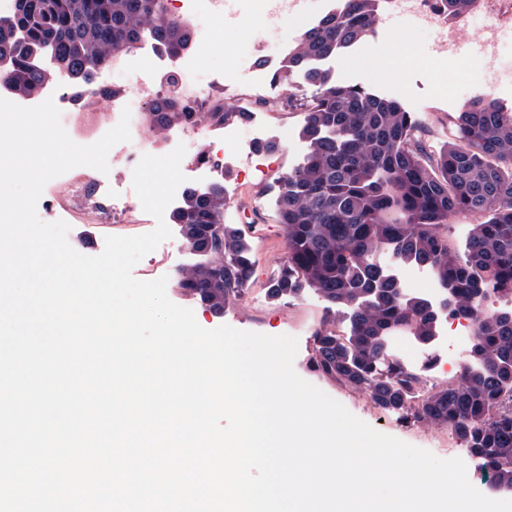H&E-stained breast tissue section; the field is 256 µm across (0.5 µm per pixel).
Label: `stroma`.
<instances>
[{
    "mask_svg": "<svg viewBox=\"0 0 512 512\" xmlns=\"http://www.w3.org/2000/svg\"><path fill=\"white\" fill-rule=\"evenodd\" d=\"M379 16L364 48L344 50L325 61L324 67L338 82L398 101L418 120L421 137L432 149H439L449 140L458 112L471 97L483 92L481 61L473 54L451 55L436 49L432 31L411 15H403L405 32L401 35L387 24V10H380ZM201 20L209 34L210 48L201 69L188 74L191 81L205 88L201 109L223 105L230 111H244L249 115L246 121L232 123L230 135H223L218 129L208 132L202 137L201 145L220 153L224 169L230 174L225 182L230 197L224 210L225 223L242 228L251 224L258 227L249 236L255 274L244 297L228 306L220 317L177 286L179 271L191 267L195 261L180 234H173L144 256L134 267V276L141 280L166 278L169 299L192 309L204 328L225 324L242 331L297 338L294 368L302 379L383 434L442 459H464L472 485L482 494H490L491 489L476 462L468 458L460 442L449 438L446 428L399 422L377 409L365 395L323 379L310 367L311 335L325 317L324 304L317 295L309 293L284 301L268 299V283L286 256L284 229L278 224L274 210L277 181L297 167L307 152V142L301 134V114L284 105L285 88L270 82L272 73L288 53L298 22L288 17L276 25L259 26L252 33L236 38L224 36L222 24L209 15H202ZM111 106L112 99L108 96L102 99L96 112L70 105L61 123L75 143L92 144L109 124ZM259 140L275 142L276 151L268 154L257 151L255 143ZM56 186L53 180L45 185L41 195L43 204L37 214L45 222L67 219L70 237L84 238L86 255L100 254L106 236H133L153 229L152 217L139 207L129 211L120 224H84L73 217L65 218L63 212H50L44 203Z\"/></svg>",
    "mask_w": 512,
    "mask_h": 512,
    "instance_id": "1",
    "label": "stroma"
}]
</instances>
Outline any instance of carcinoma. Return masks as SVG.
Wrapping results in <instances>:
<instances>
[{
    "mask_svg": "<svg viewBox=\"0 0 512 512\" xmlns=\"http://www.w3.org/2000/svg\"><path fill=\"white\" fill-rule=\"evenodd\" d=\"M14 2L12 14L0 17V83L20 97L60 78L74 91H96L116 53L146 39L176 55L192 39L187 24L168 16L166 0ZM434 2L453 19L477 0ZM339 3L295 37L272 75L288 86V108L302 113L309 149L279 181L287 257L267 295L279 301L315 293L345 326L327 319L314 329V371L398 419L448 429L491 488L512 491V307L479 309L491 289L512 297V112L475 96L455 118V141L428 152L419 124L398 102L340 84L319 67L365 45L377 21L380 0ZM248 117L193 112L163 98L150 105L147 121L160 132ZM228 198L222 179L206 190L189 188L171 215L195 256L177 285L217 315L243 297L254 275L245 232L224 223ZM455 214L479 219L461 253L441 231ZM388 256L428 269L439 302L401 288L386 269ZM458 316L471 318L474 330L452 381L433 383L393 353L396 336L432 347L442 321Z\"/></svg>",
    "mask_w": 512,
    "mask_h": 512,
    "instance_id": "cac0c4a2",
    "label": "carcinoma"
}]
</instances>
